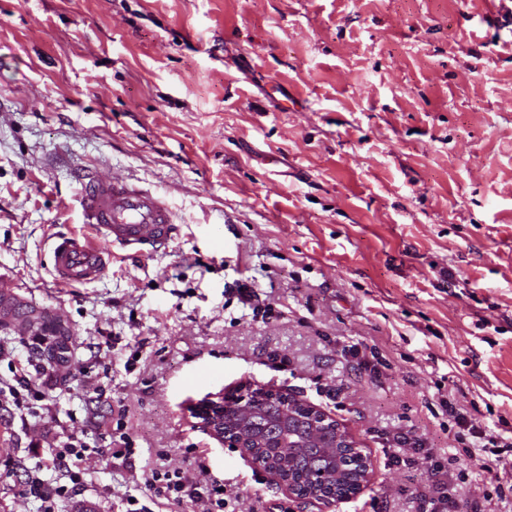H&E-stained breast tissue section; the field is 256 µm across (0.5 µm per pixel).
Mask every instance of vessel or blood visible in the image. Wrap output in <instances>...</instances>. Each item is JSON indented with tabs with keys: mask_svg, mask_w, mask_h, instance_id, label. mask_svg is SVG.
<instances>
[{
	"mask_svg": "<svg viewBox=\"0 0 512 512\" xmlns=\"http://www.w3.org/2000/svg\"><path fill=\"white\" fill-rule=\"evenodd\" d=\"M84 221L93 237H65L55 246L52 267L65 283H88L105 272L113 247L150 256L165 249L176 226L167 206L150 192L92 178L82 187Z\"/></svg>",
	"mask_w": 512,
	"mask_h": 512,
	"instance_id": "1",
	"label": "vessel or blood"
}]
</instances>
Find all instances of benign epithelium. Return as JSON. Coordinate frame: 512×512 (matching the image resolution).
I'll list each match as a JSON object with an SVG mask.
<instances>
[{"label": "benign epithelium", "mask_w": 512, "mask_h": 512, "mask_svg": "<svg viewBox=\"0 0 512 512\" xmlns=\"http://www.w3.org/2000/svg\"><path fill=\"white\" fill-rule=\"evenodd\" d=\"M12 302L13 297L0 291V332L13 329L22 336L48 335L36 311L29 312L21 320L13 318L8 312ZM270 402L278 408L274 433L279 435L277 460H268L265 468L270 480L292 498L318 508L319 512H327L336 502L360 495L369 482L370 457L329 413L295 396L249 385L235 394L220 397L218 401H202L196 408L198 427L225 447L236 448L251 460L261 455L266 447V443L254 434L252 425L264 405ZM228 405L237 409V417L231 422L224 419V409ZM301 448L322 449L328 468L313 473L305 480H294L288 474V460ZM343 460L353 466L355 479L343 493L338 494L335 483L342 480Z\"/></svg>", "instance_id": "benign-epithelium-1"}]
</instances>
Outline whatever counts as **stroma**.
Segmentation results:
<instances>
[{"mask_svg": "<svg viewBox=\"0 0 512 512\" xmlns=\"http://www.w3.org/2000/svg\"><path fill=\"white\" fill-rule=\"evenodd\" d=\"M84 172L160 197L168 249L58 281L55 243L92 234ZM251 278L253 318L233 292ZM0 290L53 311L73 355L48 399L0 395V512H36L29 477L68 484L70 430L89 449L62 512H201L112 458L122 408L134 466L302 512L196 426V403L251 382L370 456L331 512H422L442 470L512 512L454 459L474 444L458 419L512 438V25L497 0H0ZM396 435L431 461L389 465Z\"/></svg>", "mask_w": 512, "mask_h": 512, "instance_id": "obj_1", "label": "stroma"}]
</instances>
